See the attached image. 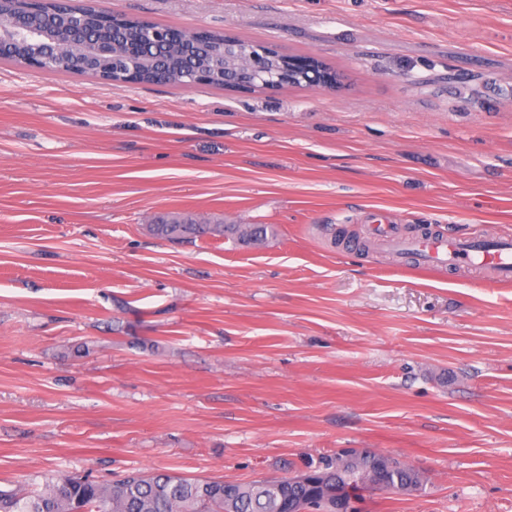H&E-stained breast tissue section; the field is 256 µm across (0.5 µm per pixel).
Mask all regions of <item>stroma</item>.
<instances>
[{"mask_svg":"<svg viewBox=\"0 0 512 512\" xmlns=\"http://www.w3.org/2000/svg\"><path fill=\"white\" fill-rule=\"evenodd\" d=\"M336 71L104 84L0 59V487L251 481L342 448L422 472L358 512H512V284L371 221L512 236V0H99ZM271 224L246 246L159 217ZM288 73H297L302 81L301 86L309 90H333L338 84L334 74L316 57H292Z\"/></svg>","mask_w":512,"mask_h":512,"instance_id":"35a3bbf8","label":"stroma"}]
</instances>
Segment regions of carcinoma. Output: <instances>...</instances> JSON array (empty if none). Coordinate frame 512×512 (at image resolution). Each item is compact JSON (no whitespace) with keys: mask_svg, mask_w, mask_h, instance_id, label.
I'll use <instances>...</instances> for the list:
<instances>
[{"mask_svg":"<svg viewBox=\"0 0 512 512\" xmlns=\"http://www.w3.org/2000/svg\"><path fill=\"white\" fill-rule=\"evenodd\" d=\"M0 15L21 18L38 29L51 27L57 15L35 5L23 9L14 0H0ZM114 18L94 5L83 6L78 24L90 38L107 40L113 36L133 43L145 40L129 22L125 29L113 31ZM224 35L207 31L197 38L198 56L186 58L173 46L163 52V65L132 69L129 64H106L92 77L136 84L198 83L210 78L224 85V75L211 69L212 58ZM33 53L27 41L0 50V57L24 58ZM151 231L171 240L206 233H230L236 240L259 244L267 238L261 224H200L189 217L173 218L150 225ZM304 480L287 477L231 482L191 478L163 472L132 471L110 483H100L87 475H68L44 479L41 489L22 492L0 490V512H336V490L356 486L372 492L399 494L422 485L420 472L374 450L340 451L326 457L320 465L302 474Z\"/></svg>","mask_w":512,"mask_h":512,"instance_id":"cac0c4a2","label":"carcinoma"}]
</instances>
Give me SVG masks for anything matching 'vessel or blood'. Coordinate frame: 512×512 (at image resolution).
I'll list each match as a JSON object with an SVG mask.
<instances>
[{
	"label": "vessel or blood",
	"instance_id": "obj_1",
	"mask_svg": "<svg viewBox=\"0 0 512 512\" xmlns=\"http://www.w3.org/2000/svg\"><path fill=\"white\" fill-rule=\"evenodd\" d=\"M375 235L383 245L413 255L419 264L432 267H478L490 280H512V238L508 236H447L434 232L411 239L402 238L388 225L375 223Z\"/></svg>",
	"mask_w": 512,
	"mask_h": 512
}]
</instances>
